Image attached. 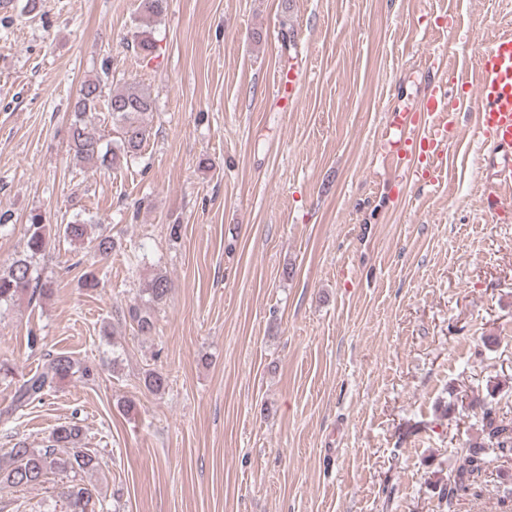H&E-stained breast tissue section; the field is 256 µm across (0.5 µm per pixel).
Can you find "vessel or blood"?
I'll return each instance as SVG.
<instances>
[{
  "label": "vessel or blood",
  "instance_id": "b4317fda",
  "mask_svg": "<svg viewBox=\"0 0 512 512\" xmlns=\"http://www.w3.org/2000/svg\"><path fill=\"white\" fill-rule=\"evenodd\" d=\"M479 81L475 97L450 95L445 79L433 81L422 104L424 120L409 121L394 115L382 147L399 160L421 153L440 160L461 132L456 116L469 107L478 114L477 133L490 148L495 186L487 195L488 208L500 212L512 208V35L492 43L478 59Z\"/></svg>",
  "mask_w": 512,
  "mask_h": 512
}]
</instances>
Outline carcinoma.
Here are the masks:
<instances>
[{"mask_svg":"<svg viewBox=\"0 0 512 512\" xmlns=\"http://www.w3.org/2000/svg\"><path fill=\"white\" fill-rule=\"evenodd\" d=\"M166 0H139L138 12L143 18L157 17L165 10ZM154 99L150 88L139 83H129L121 88L108 89L106 83L95 78L82 84L72 112L69 133L76 158L91 166L118 168L137 155L149 137L143 117L153 110ZM105 113V119L118 134L117 146L109 149L101 144L90 126L88 114ZM62 235L71 241L87 243L90 251L108 256L116 247L110 235L90 237L87 225L70 222L63 225ZM47 245L46 225L42 216L34 214L27 227L26 253L0 271V306H8L22 295L45 296L50 292L33 276V260L42 254ZM169 282L166 276L151 279L142 305L128 308L130 321L142 333L154 327L151 309L167 297ZM91 379L93 369L81 364L66 353H47L41 368L24 380L14 391L12 403L1 416L8 418L23 415L26 408L41 398L57 382L74 376ZM81 432L74 426L61 425L52 433L51 444L32 448L20 440L0 458V484L11 487L33 488L45 482L48 475L57 472L73 475L92 474L99 470L97 452L77 448ZM512 455V419L499 414L497 407L484 403L481 407V435L456 453L454 475L440 490L445 512H454L460 498L476 489L477 478L486 471L495 458ZM67 512H100L102 504L95 498L93 489L84 480L73 481L65 492Z\"/></svg>","mask_w":512,"mask_h":512,"instance_id":"obj_1","label":"carcinoma"}]
</instances>
